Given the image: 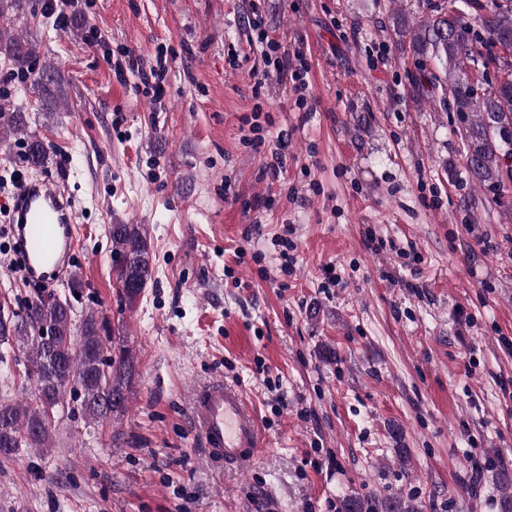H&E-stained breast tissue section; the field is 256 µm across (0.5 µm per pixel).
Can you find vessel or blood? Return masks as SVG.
Masks as SVG:
<instances>
[{
  "instance_id": "obj_1",
  "label": "vessel or blood",
  "mask_w": 512,
  "mask_h": 512,
  "mask_svg": "<svg viewBox=\"0 0 512 512\" xmlns=\"http://www.w3.org/2000/svg\"><path fill=\"white\" fill-rule=\"evenodd\" d=\"M9 223L29 282L60 280L79 260L75 200L54 180L23 177ZM192 419L214 463L247 469L262 446L254 412L236 384L219 380L195 390Z\"/></svg>"
}]
</instances>
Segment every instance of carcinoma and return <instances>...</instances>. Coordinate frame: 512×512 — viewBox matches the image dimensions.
I'll return each instance as SVG.
<instances>
[{
	"label": "carcinoma",
	"instance_id": "1",
	"mask_svg": "<svg viewBox=\"0 0 512 512\" xmlns=\"http://www.w3.org/2000/svg\"><path fill=\"white\" fill-rule=\"evenodd\" d=\"M421 16L399 35H408V50L419 66L414 92L441 90L439 105L455 112L464 156V181L499 195L512 181V0H487L479 5L477 23L461 9L444 10L432 0H417ZM32 0H0V21L37 18ZM0 55L13 70L30 80L38 110L49 113L67 98V82L59 70L41 59L35 40L0 37ZM434 61L435 71L426 68ZM482 66L483 85L471 81L469 66ZM0 131L27 145L23 160L39 168L48 159L42 140L28 131L26 112L10 110ZM112 254L117 257L121 299L134 304L152 279L147 234L141 224L110 227ZM70 304L54 295L28 299L19 314L0 316V345L10 342L27 351V376L34 389L24 402L0 401V458L11 459L22 448H52V418L63 406L64 386L79 390L85 421L102 424L127 409L135 367L126 351L112 349V337L94 315L79 326ZM341 512H418L411 503L380 499L366 490L342 500Z\"/></svg>",
	"mask_w": 512,
	"mask_h": 512
}]
</instances>
